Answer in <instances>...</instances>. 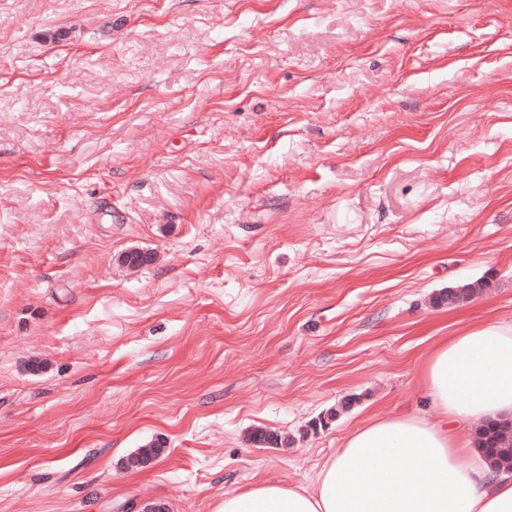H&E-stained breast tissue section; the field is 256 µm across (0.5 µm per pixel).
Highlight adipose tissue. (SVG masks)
Returning a JSON list of instances; mask_svg holds the SVG:
<instances>
[{
	"label": "adipose tissue",
	"instance_id": "1",
	"mask_svg": "<svg viewBox=\"0 0 512 512\" xmlns=\"http://www.w3.org/2000/svg\"><path fill=\"white\" fill-rule=\"evenodd\" d=\"M427 413L353 427L310 483L261 479L215 512H512V475L475 461L473 432L512 419V323L467 326L426 356Z\"/></svg>",
	"mask_w": 512,
	"mask_h": 512
}]
</instances>
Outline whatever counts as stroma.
Segmentation results:
<instances>
[{"instance_id":"obj_1","label":"stroma","mask_w":512,"mask_h":512,"mask_svg":"<svg viewBox=\"0 0 512 512\" xmlns=\"http://www.w3.org/2000/svg\"><path fill=\"white\" fill-rule=\"evenodd\" d=\"M489 321L512 0H0V512L308 482Z\"/></svg>"}]
</instances>
